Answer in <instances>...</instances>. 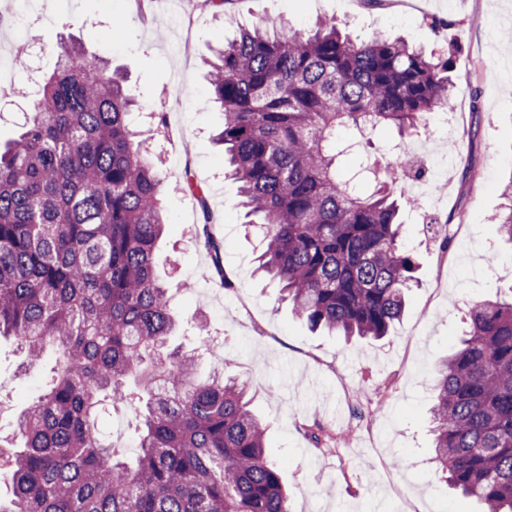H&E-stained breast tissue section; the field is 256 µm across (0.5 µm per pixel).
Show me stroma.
<instances>
[{"label": "stroma", "mask_w": 512, "mask_h": 512, "mask_svg": "<svg viewBox=\"0 0 512 512\" xmlns=\"http://www.w3.org/2000/svg\"><path fill=\"white\" fill-rule=\"evenodd\" d=\"M34 29L42 57L11 64L0 81L14 88L0 97V143L13 139L36 95L33 81L52 73L60 34L128 74L125 89L138 109L137 125L162 116L163 133L149 145L167 184L168 226L155 253L157 277L170 290L180 325L169 344L193 348L194 325L205 321L214 342L202 355L199 377L211 361L248 382L253 408L267 427L268 455L283 466L291 512H396L399 501L416 512H479L480 505L434 475L429 384L434 367L458 344L462 318L476 301L512 296V244L491 219L504 203L499 185L512 178V0H417L392 9L389 0L348 11L345 0H232L225 12L200 14L195 30L171 27L168 0H44ZM320 19L352 35L401 36L426 52L460 47L452 73L457 120L428 117L429 149L443 165L423 193L405 176L402 241L417 263L419 285L387 336L344 340L311 331L281 298L279 286L255 274L262 250L258 232L244 227L237 183L224 176L223 124L208 104L204 62L241 26L263 24L282 34L306 33ZM400 138L387 129L352 162L398 167L407 163ZM207 191L215 235L224 241V266L236 283L227 290L209 275L210 257L196 237L198 201L183 193L185 173ZM447 216V232L421 220L422 211ZM54 365L25 368L24 356L0 340V453L23 440L16 420L46 386ZM136 406L103 397L97 423L104 438L134 459ZM323 428L334 450L310 438Z\"/></svg>", "instance_id": "35a3bbf8"}]
</instances>
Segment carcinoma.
<instances>
[{"instance_id": "cac0c4a2", "label": "carcinoma", "mask_w": 512, "mask_h": 512, "mask_svg": "<svg viewBox=\"0 0 512 512\" xmlns=\"http://www.w3.org/2000/svg\"><path fill=\"white\" fill-rule=\"evenodd\" d=\"M17 138L0 149V337L28 362L53 350L49 385L17 421L22 449L0 512H290L279 464L249 409L246 383L167 339L178 326L153 253L165 226L164 178L135 132L121 76L71 37ZM211 65L224 160L259 217V269L314 328L381 337L414 283L385 166L361 190L339 168L351 126L403 133L450 107L455 50L426 54L402 38L354 41L338 22L308 34L243 28ZM203 245L224 288V241ZM495 226L512 242V178ZM435 472L512 512V297L475 302L457 349L434 376ZM147 398L134 462L104 444L93 413Z\"/></svg>"}]
</instances>
